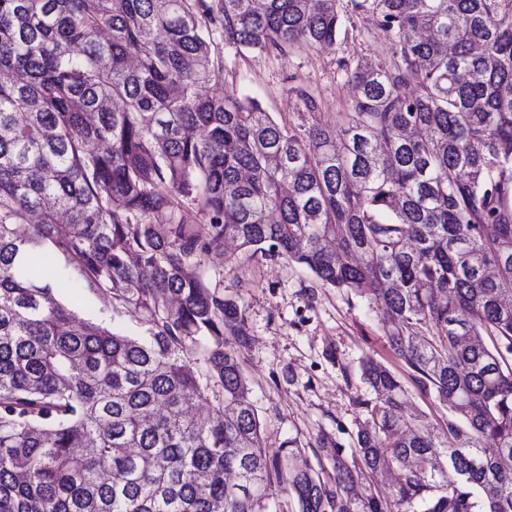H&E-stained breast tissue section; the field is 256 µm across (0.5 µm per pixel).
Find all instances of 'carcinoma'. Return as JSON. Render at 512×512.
I'll list each match as a JSON object with an SVG mask.
<instances>
[{"instance_id":"carcinoma-1","label":"carcinoma","mask_w":512,"mask_h":512,"mask_svg":"<svg viewBox=\"0 0 512 512\" xmlns=\"http://www.w3.org/2000/svg\"><path fill=\"white\" fill-rule=\"evenodd\" d=\"M361 14L395 51L343 63L333 126L303 87L294 126L202 93L224 45L334 47ZM226 241L372 298L439 432L369 358L354 468L269 454ZM510 294L512 0H0V512H266L274 483L297 512H512ZM390 468L391 498L358 491ZM59 299L71 304L81 319L103 323L125 335L141 334V328L132 316L112 313L102 296L90 294L81 288H66L59 294Z\"/></svg>"}]
</instances>
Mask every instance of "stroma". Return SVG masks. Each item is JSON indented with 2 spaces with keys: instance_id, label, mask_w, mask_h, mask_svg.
<instances>
[{
  "instance_id": "35a3bbf8",
  "label": "stroma",
  "mask_w": 512,
  "mask_h": 512,
  "mask_svg": "<svg viewBox=\"0 0 512 512\" xmlns=\"http://www.w3.org/2000/svg\"><path fill=\"white\" fill-rule=\"evenodd\" d=\"M345 26L348 36L335 47L306 48L285 58L224 48L221 82L290 123L298 120L291 86L303 85L316 94L323 121L334 123L352 96L340 60H387L394 51L371 16H353ZM206 265L218 273L225 293L244 301L250 343L242 354L243 369L266 423L269 449L291 439L307 448L324 437L351 457L364 420L362 403L373 397L362 376V363L369 358L401 377L408 391L407 415H426L435 426L447 418V409L414 385L403 361L386 345L370 298L319 287L301 266L241 249L209 255ZM60 298L81 319L125 335L141 333L132 316L112 313L101 296L67 288Z\"/></svg>"
}]
</instances>
